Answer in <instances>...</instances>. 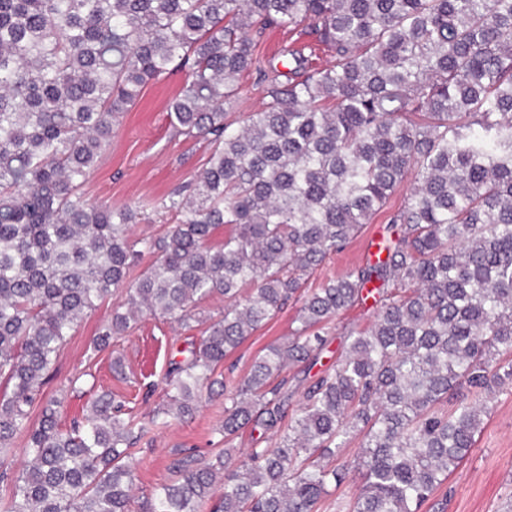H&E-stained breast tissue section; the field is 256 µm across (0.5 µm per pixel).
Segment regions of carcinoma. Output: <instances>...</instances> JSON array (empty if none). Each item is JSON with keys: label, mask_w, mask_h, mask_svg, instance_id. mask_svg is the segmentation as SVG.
<instances>
[{"label": "carcinoma", "mask_w": 512, "mask_h": 512, "mask_svg": "<svg viewBox=\"0 0 512 512\" xmlns=\"http://www.w3.org/2000/svg\"><path fill=\"white\" fill-rule=\"evenodd\" d=\"M271 25L294 39L285 73L250 35ZM179 69L174 134L209 153L197 181L151 205L185 220L134 238L136 210L82 187L142 89ZM245 72L266 89L239 122L226 105ZM409 176L376 260L301 293ZM214 297L228 301L216 318L201 312ZM112 298L97 352L145 314L203 336L169 360L148 423L83 372L62 388L86 398L66 425L44 389ZM370 298L376 321L285 420L276 379L315 366L337 315ZM292 300L288 341L243 380L215 378ZM0 380V512H130L131 448L216 384L224 440L251 425L279 441L237 464L225 449L185 456L148 512H319L353 467L360 491L336 512H420L473 447L488 397L512 385V0H0ZM357 436L354 464L339 461Z\"/></svg>", "instance_id": "1"}]
</instances>
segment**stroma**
Instances as JSON below:
<instances>
[{
	"label": "stroma",
	"mask_w": 512,
	"mask_h": 512,
	"mask_svg": "<svg viewBox=\"0 0 512 512\" xmlns=\"http://www.w3.org/2000/svg\"><path fill=\"white\" fill-rule=\"evenodd\" d=\"M186 78V71L178 70L144 88L137 104L114 128L106 151L83 186L90 201L145 207L144 220L132 227L136 236L164 235L174 224V217L147 210V203L193 181L203 170L207 141L175 136L167 112L169 100ZM387 221V212L377 214L342 251L327 257L308 280V288H316L325 277L344 274L365 262L374 253V243ZM112 307V301L101 303L76 328L59 357L57 375L46 393L59 396L71 376L90 371L112 390L137 394L135 411L145 422L165 401L162 378L169 359L186 347L188 336H200L201 330L146 316L125 336L114 340L110 350L95 352L98 329L110 320ZM298 309V302H289L232 352L224 361L225 379H242L267 346L286 341L296 326ZM374 320L375 306L370 301L341 311L331 329L324 363H331L344 335L368 329ZM115 355L123 360L124 376L109 369ZM490 402L492 411L484 418L474 447L423 505L422 512H500L504 503L512 500V387L493 394ZM223 417L224 401L219 398L202 404L193 417L170 422L168 427L155 430L150 439L134 445L137 480L132 512H145L153 488L173 479L172 465L177 459L192 453L208 460L227 445L241 454L250 448L273 447L278 439L275 432L247 428L231 443H224L217 431Z\"/></svg>",
	"instance_id": "obj_1"
}]
</instances>
